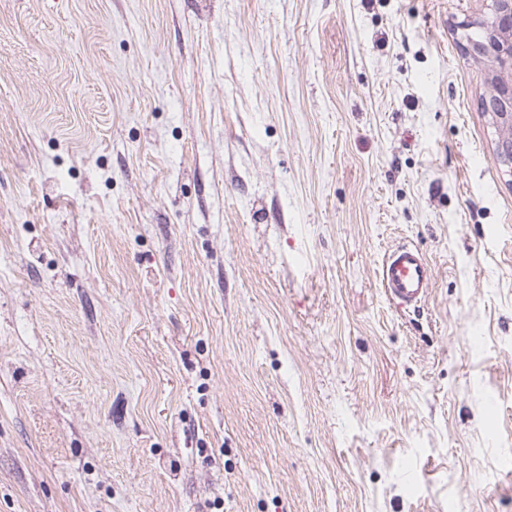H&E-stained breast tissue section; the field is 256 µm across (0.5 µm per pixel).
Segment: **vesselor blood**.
<instances>
[{"label": "vessel or blood", "mask_w": 512, "mask_h": 512, "mask_svg": "<svg viewBox=\"0 0 512 512\" xmlns=\"http://www.w3.org/2000/svg\"><path fill=\"white\" fill-rule=\"evenodd\" d=\"M378 276L393 304L401 308H416L428 297L433 269L417 248L402 245L385 254Z\"/></svg>", "instance_id": "vessel-or-blood-1"}]
</instances>
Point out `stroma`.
Wrapping results in <instances>:
<instances>
[{"label": "stroma", "instance_id": "stroma-1", "mask_svg": "<svg viewBox=\"0 0 512 512\" xmlns=\"http://www.w3.org/2000/svg\"><path fill=\"white\" fill-rule=\"evenodd\" d=\"M491 14L0 0V512H512ZM378 276L393 304L401 308H418L428 297L433 269L416 247L402 245L385 254Z\"/></svg>", "mask_w": 512, "mask_h": 512}]
</instances>
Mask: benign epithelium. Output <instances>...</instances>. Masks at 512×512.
Here are the masks:
<instances>
[{"instance_id":"obj_1","label":"benign epithelium","mask_w":512,"mask_h":512,"mask_svg":"<svg viewBox=\"0 0 512 512\" xmlns=\"http://www.w3.org/2000/svg\"><path fill=\"white\" fill-rule=\"evenodd\" d=\"M494 23L486 24L487 36L473 43V52L491 64L497 94L490 100L491 111L512 116V0H492Z\"/></svg>"}]
</instances>
